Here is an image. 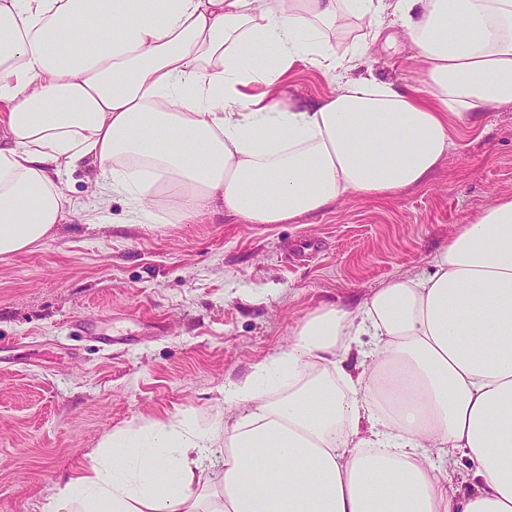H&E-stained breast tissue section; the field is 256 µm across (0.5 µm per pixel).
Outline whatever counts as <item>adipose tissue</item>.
<instances>
[{
	"label": "adipose tissue",
	"instance_id": "adipose-tissue-1",
	"mask_svg": "<svg viewBox=\"0 0 512 512\" xmlns=\"http://www.w3.org/2000/svg\"><path fill=\"white\" fill-rule=\"evenodd\" d=\"M389 23L417 85L356 73ZM300 66L332 91H290ZM487 109L512 110V0H0V257L56 234L67 171L164 224H292L421 185ZM429 264L309 313L208 417L113 430L51 512H512V195Z\"/></svg>",
	"mask_w": 512,
	"mask_h": 512
}]
</instances>
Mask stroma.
I'll list each match as a JSON object with an SVG mask.
<instances>
[{
  "label": "stroma",
  "instance_id": "stroma-1",
  "mask_svg": "<svg viewBox=\"0 0 512 512\" xmlns=\"http://www.w3.org/2000/svg\"><path fill=\"white\" fill-rule=\"evenodd\" d=\"M364 66L421 72L402 39ZM424 184L349 196L294 224H251L213 201L188 224L96 211L85 171L62 182L74 212L55 238L0 259V512H45L59 478L112 429L192 408L287 348L323 305L361 302L416 275L476 213L512 194V111L456 129Z\"/></svg>",
  "mask_w": 512,
  "mask_h": 512
}]
</instances>
